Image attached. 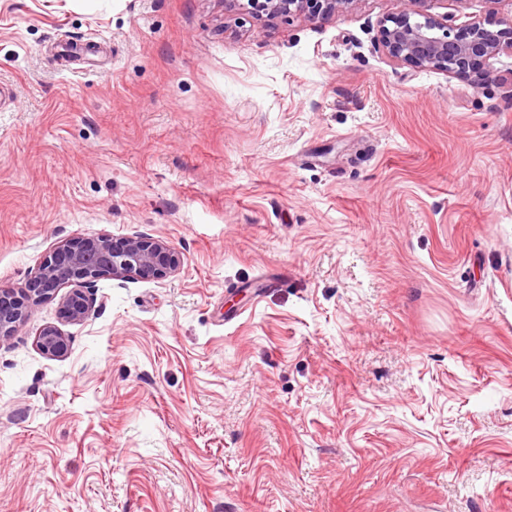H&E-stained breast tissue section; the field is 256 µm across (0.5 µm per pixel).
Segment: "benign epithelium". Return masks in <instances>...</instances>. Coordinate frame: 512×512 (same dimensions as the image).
<instances>
[{"label": "benign epithelium", "instance_id": "obj_1", "mask_svg": "<svg viewBox=\"0 0 512 512\" xmlns=\"http://www.w3.org/2000/svg\"><path fill=\"white\" fill-rule=\"evenodd\" d=\"M356 0H224V11L267 16L307 14L327 17L350 7ZM402 10L379 22V44L395 61L422 69L438 70L450 77L478 86L488 77L489 60L501 53L512 54V17L498 16L492 4L485 16L461 24L439 20L427 13L428 0H400ZM183 254L163 237L145 235L114 238L108 235L73 236L59 241L45 257L25 287H0V340L13 335L34 306L52 299L67 284L81 287L67 295L61 316L78 323L91 314L96 299L94 283L102 277L115 280H162L177 272ZM39 350L47 357L68 354L69 339L53 325L43 327L37 337Z\"/></svg>", "mask_w": 512, "mask_h": 512}]
</instances>
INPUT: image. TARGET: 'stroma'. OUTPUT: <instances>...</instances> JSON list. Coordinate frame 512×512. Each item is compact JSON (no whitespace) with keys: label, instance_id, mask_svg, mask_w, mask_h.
I'll return each instance as SVG.
<instances>
[{"label":"stroma","instance_id":"1","mask_svg":"<svg viewBox=\"0 0 512 512\" xmlns=\"http://www.w3.org/2000/svg\"><path fill=\"white\" fill-rule=\"evenodd\" d=\"M400 9L0 0V286L76 235L184 255L0 342V512H512V55L395 62ZM354 2L355 0H224V12H239L247 5L251 10L249 13L256 15L308 14L313 18H322L340 9L349 8ZM36 344L42 354L50 358L66 356L70 347L68 336L53 325H47L40 330Z\"/></svg>","mask_w":512,"mask_h":512}]
</instances>
